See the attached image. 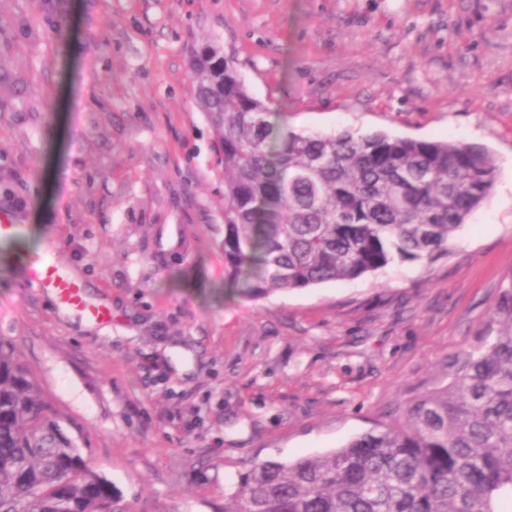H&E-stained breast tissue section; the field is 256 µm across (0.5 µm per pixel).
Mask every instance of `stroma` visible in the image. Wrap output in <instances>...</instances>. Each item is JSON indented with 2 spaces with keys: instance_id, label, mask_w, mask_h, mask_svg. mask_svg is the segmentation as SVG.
Listing matches in <instances>:
<instances>
[{
  "instance_id": "35a3bbf8",
  "label": "stroma",
  "mask_w": 512,
  "mask_h": 512,
  "mask_svg": "<svg viewBox=\"0 0 512 512\" xmlns=\"http://www.w3.org/2000/svg\"><path fill=\"white\" fill-rule=\"evenodd\" d=\"M297 132L484 146L446 254L252 299L224 291L202 38ZM0 338L133 512H223L254 460L342 447L449 381L512 276V0H0ZM53 246L112 321L24 269ZM0 203L1 205H6L11 208L0 207V239H15L19 237L24 230V224H21L18 214L15 211L18 213L25 211L27 207L26 201L21 197L11 196L4 201L1 200Z\"/></svg>"
}]
</instances>
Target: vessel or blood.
<instances>
[{"instance_id":"1","label":"vessel or blood","mask_w":512,"mask_h":512,"mask_svg":"<svg viewBox=\"0 0 512 512\" xmlns=\"http://www.w3.org/2000/svg\"><path fill=\"white\" fill-rule=\"evenodd\" d=\"M27 276L40 287L51 289L63 304L82 311L90 321L104 323L110 320L109 307L103 303H87L81 283L65 273L61 260L34 264L28 269Z\"/></svg>"}]
</instances>
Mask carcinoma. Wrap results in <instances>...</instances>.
<instances>
[{"instance_id": "1", "label": "carcinoma", "mask_w": 512, "mask_h": 512, "mask_svg": "<svg viewBox=\"0 0 512 512\" xmlns=\"http://www.w3.org/2000/svg\"><path fill=\"white\" fill-rule=\"evenodd\" d=\"M190 79L224 167V280L251 298L430 262L498 175L476 144L274 123L210 38ZM0 512H129L4 340ZM223 512H512V275L448 385L325 454L252 461Z\"/></svg>"}]
</instances>
